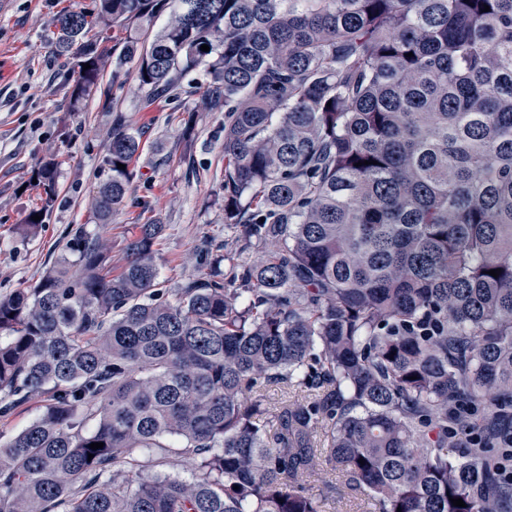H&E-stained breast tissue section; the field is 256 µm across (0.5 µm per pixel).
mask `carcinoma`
I'll use <instances>...</instances> for the list:
<instances>
[{
    "mask_svg": "<svg viewBox=\"0 0 512 512\" xmlns=\"http://www.w3.org/2000/svg\"><path fill=\"white\" fill-rule=\"evenodd\" d=\"M166 9L119 52L94 32ZM55 28L75 105L109 67L135 62L155 100L205 66L238 287H160L147 222L120 271L80 233L0 297V418L44 397L0 434V512H323L319 470L378 512H508L512 0H95ZM140 146L116 117L98 225ZM58 175L34 168L36 214ZM270 387L311 398L272 406ZM155 448L192 477L149 472ZM43 404L40 397H35L20 406L9 418L0 419V433L8 437L30 425L41 414Z\"/></svg>",
    "mask_w": 512,
    "mask_h": 512,
    "instance_id": "obj_1",
    "label": "carcinoma"
}]
</instances>
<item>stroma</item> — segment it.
Instances as JSON below:
<instances>
[{"mask_svg": "<svg viewBox=\"0 0 512 512\" xmlns=\"http://www.w3.org/2000/svg\"><path fill=\"white\" fill-rule=\"evenodd\" d=\"M90 0H0V295L39 281L79 229L112 241V265L140 224H163L160 282L176 288L196 271V251L222 245L224 222V115L210 111L205 68L186 73L182 89L151 101L126 64L111 91L113 104L91 94L71 104L61 86L66 64L52 43V21L64 9ZM195 94L188 95L184 86ZM142 132L133 180L109 225L97 226L91 203L107 169L101 134L115 115ZM60 162L58 197L38 231L20 226L40 205L31 170L43 157Z\"/></svg>", "mask_w": 512, "mask_h": 512, "instance_id": "stroma-1", "label": "stroma"}]
</instances>
